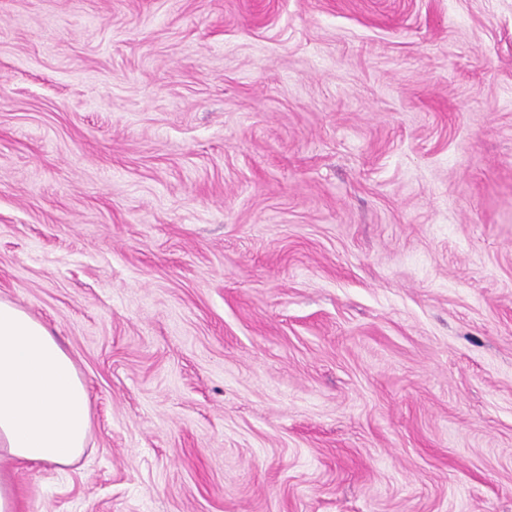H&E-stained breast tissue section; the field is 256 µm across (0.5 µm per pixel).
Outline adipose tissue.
Listing matches in <instances>:
<instances>
[{
  "instance_id": "1",
  "label": "adipose tissue",
  "mask_w": 512,
  "mask_h": 512,
  "mask_svg": "<svg viewBox=\"0 0 512 512\" xmlns=\"http://www.w3.org/2000/svg\"><path fill=\"white\" fill-rule=\"evenodd\" d=\"M90 430V399L48 328L0 299V460L66 465Z\"/></svg>"
}]
</instances>
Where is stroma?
Wrapping results in <instances>:
<instances>
[{"label": "stroma", "instance_id": "stroma-1", "mask_svg": "<svg viewBox=\"0 0 512 512\" xmlns=\"http://www.w3.org/2000/svg\"><path fill=\"white\" fill-rule=\"evenodd\" d=\"M0 299L17 512H512V0H0ZM90 430V399L48 328L0 299V461L67 465Z\"/></svg>", "mask_w": 512, "mask_h": 512}]
</instances>
